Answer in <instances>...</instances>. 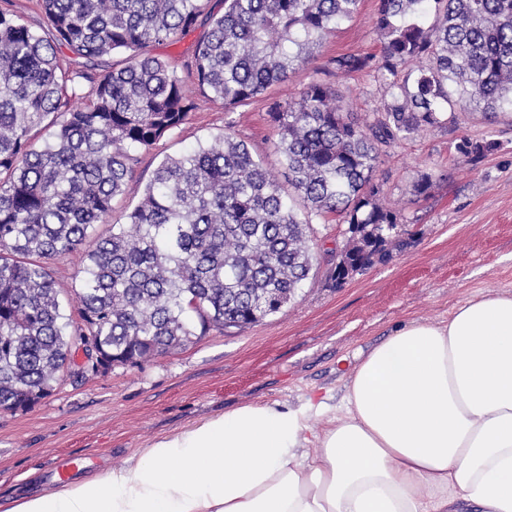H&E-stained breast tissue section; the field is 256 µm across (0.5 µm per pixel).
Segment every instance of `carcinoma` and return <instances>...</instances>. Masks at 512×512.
<instances>
[{
  "instance_id": "1",
  "label": "carcinoma",
  "mask_w": 512,
  "mask_h": 512,
  "mask_svg": "<svg viewBox=\"0 0 512 512\" xmlns=\"http://www.w3.org/2000/svg\"><path fill=\"white\" fill-rule=\"evenodd\" d=\"M47 29L0 9V410L29 408L63 375L76 382L136 365L212 330L262 321L295 299L319 265L313 218L355 229L350 273L410 239H380L399 212L381 202L380 158L458 113L512 112V0H379L380 54L333 56L323 74L371 72L387 91L360 119L319 77L268 117L288 169L283 187L231 132L165 156L138 205L109 234L131 190L136 152L188 119L193 102L154 43L205 17L194 66L206 97L234 109L309 62L361 0H38ZM122 56L101 73L96 60ZM497 143L462 137L479 163ZM81 252L77 316L64 313L48 260ZM80 340L97 364L67 361Z\"/></svg>"
}]
</instances>
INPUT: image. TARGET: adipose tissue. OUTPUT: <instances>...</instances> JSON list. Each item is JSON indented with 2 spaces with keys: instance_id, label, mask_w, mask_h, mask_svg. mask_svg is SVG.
<instances>
[{
  "instance_id": "ef3b65f1",
  "label": "adipose tissue",
  "mask_w": 512,
  "mask_h": 512,
  "mask_svg": "<svg viewBox=\"0 0 512 512\" xmlns=\"http://www.w3.org/2000/svg\"><path fill=\"white\" fill-rule=\"evenodd\" d=\"M343 403L318 433L324 400L243 405L9 512H512V294L395 329Z\"/></svg>"
}]
</instances>
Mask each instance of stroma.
<instances>
[{"label":"stroma","instance_id":"35a3bbf8","mask_svg":"<svg viewBox=\"0 0 512 512\" xmlns=\"http://www.w3.org/2000/svg\"><path fill=\"white\" fill-rule=\"evenodd\" d=\"M377 0H362L357 15L332 32L308 64L249 104L225 111L200 93L192 75L191 29L153 55L169 61L196 103L187 121L141 151L135 176L147 181L158 163L197 143L232 130L261 156L276 177L285 168L267 115L270 100H287L316 68L339 53L376 54ZM328 84L358 114L381 108L384 89L373 74H331ZM491 139L496 150L476 165L454 149L461 137ZM385 205L399 211L410 245L390 261L355 275L343 287L326 278L321 262L315 282L263 321L214 330L200 341L139 365H115L74 385L64 382L31 408L0 411V512L23 496L54 489L55 463L89 456L88 474L123 466L157 438L254 401L298 407L326 397L327 408L308 422L321 431L343 415L345 388L361 359L396 328L412 321L438 323L472 297L512 292V114L488 121L463 112L457 128L435 129L401 142L383 156ZM433 175L425 198L413 184ZM80 253L50 262L66 313L76 312Z\"/></svg>","mask_w":512,"mask_h":512}]
</instances>
